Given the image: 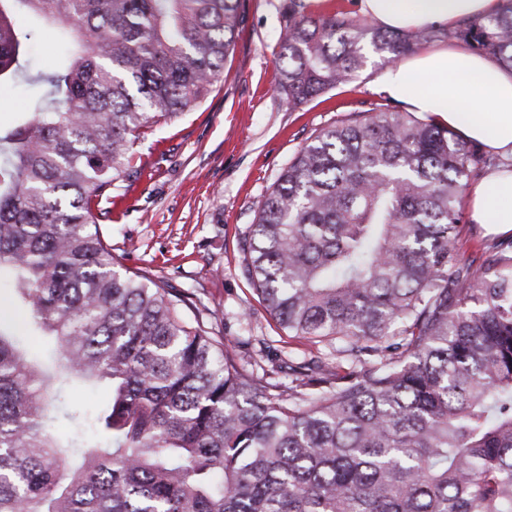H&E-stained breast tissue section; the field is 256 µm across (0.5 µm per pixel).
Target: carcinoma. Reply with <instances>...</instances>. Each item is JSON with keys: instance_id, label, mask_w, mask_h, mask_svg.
Wrapping results in <instances>:
<instances>
[{"instance_id": "1", "label": "carcinoma", "mask_w": 512, "mask_h": 512, "mask_svg": "<svg viewBox=\"0 0 512 512\" xmlns=\"http://www.w3.org/2000/svg\"><path fill=\"white\" fill-rule=\"evenodd\" d=\"M242 0H0V86H48L0 127V512H512V238L459 253L464 187L502 159L375 102L317 130L257 206L244 274L288 336L345 370L241 369L172 290L116 268L99 231L148 163L134 145L224 74ZM279 90L298 107L368 53L456 39L512 70V0L389 32L288 0ZM69 44L31 74V42ZM54 365L39 359L45 338ZM104 385L87 416L70 376ZM0 318L4 326L17 336H27L28 328L25 326L26 313L19 306L11 288H0Z\"/></svg>"}]
</instances>
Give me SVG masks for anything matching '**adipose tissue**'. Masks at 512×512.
<instances>
[{"mask_svg":"<svg viewBox=\"0 0 512 512\" xmlns=\"http://www.w3.org/2000/svg\"><path fill=\"white\" fill-rule=\"evenodd\" d=\"M502 0H361L364 14L387 30L451 27L495 13ZM383 93L465 140L512 156V71L467 50L416 53L387 69ZM470 216L491 234H512V166L491 173L470 195Z\"/></svg>","mask_w":512,"mask_h":512,"instance_id":"ef3b65f1","label":"adipose tissue"}]
</instances>
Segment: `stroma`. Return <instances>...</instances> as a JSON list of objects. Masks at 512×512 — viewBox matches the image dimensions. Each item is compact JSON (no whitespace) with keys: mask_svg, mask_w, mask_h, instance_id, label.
I'll return each instance as SVG.
<instances>
[{"mask_svg":"<svg viewBox=\"0 0 512 512\" xmlns=\"http://www.w3.org/2000/svg\"><path fill=\"white\" fill-rule=\"evenodd\" d=\"M286 0H246L223 77L175 122L140 138L150 174L112 193L100 229L116 262L183 295L188 315L220 329L239 364L287 381L289 361L313 353L265 312L242 273L239 241L258 203L310 136L382 101L372 61L350 83L290 108L275 54Z\"/></svg>","mask_w":512,"mask_h":512,"instance_id":"stroma-1","label":"stroma"}]
</instances>
